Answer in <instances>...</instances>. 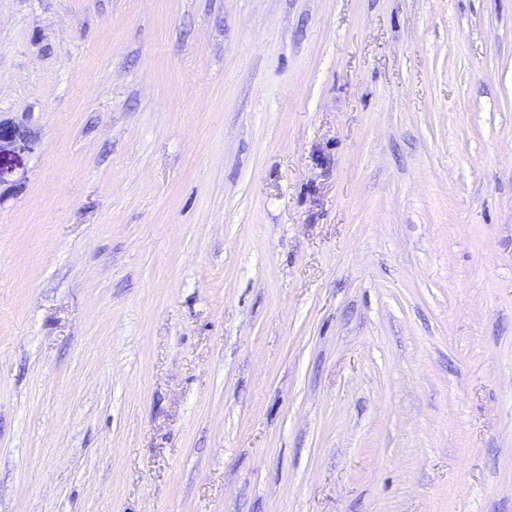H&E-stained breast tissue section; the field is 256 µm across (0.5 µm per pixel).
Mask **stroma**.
<instances>
[{"label": "stroma", "mask_w": 512, "mask_h": 512, "mask_svg": "<svg viewBox=\"0 0 512 512\" xmlns=\"http://www.w3.org/2000/svg\"><path fill=\"white\" fill-rule=\"evenodd\" d=\"M0 512H512V0H0Z\"/></svg>", "instance_id": "obj_1"}]
</instances>
